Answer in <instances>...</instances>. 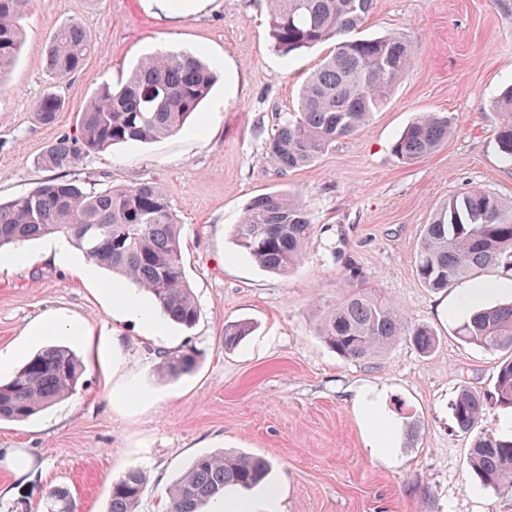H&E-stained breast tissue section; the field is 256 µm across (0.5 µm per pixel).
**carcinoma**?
<instances>
[{
  "mask_svg": "<svg viewBox=\"0 0 512 512\" xmlns=\"http://www.w3.org/2000/svg\"><path fill=\"white\" fill-rule=\"evenodd\" d=\"M29 0H0V78L14 64L22 43L19 24ZM372 0H269L273 48L287 57L332 41L333 54L309 76L300 91L299 111L277 125L265 143L268 161L281 170L313 162L336 140L357 133L391 95L410 67L411 43L402 36L354 37ZM94 43L82 22L60 26L44 47L46 71L58 81L84 65ZM214 75L201 59L156 53L143 58L117 89L102 87L77 114L72 132L47 146L38 167L70 172L88 152L128 142H149L181 131L199 112ZM504 118L497 139L512 162V87L495 103ZM64 100L49 91L37 102L40 123H55ZM455 133L441 113H428L408 125L393 144L404 162L422 160ZM61 235L95 265L148 293L171 322L193 328L199 308L188 282L179 224L169 200L155 183L88 188L72 177L51 176L35 189L0 202V248L47 235ZM314 235L306 209L287 193L273 192L250 202L234 238L240 249L265 270L286 275L295 269ZM512 266V202L471 188L444 201L424 226L415 268L425 287L443 290L491 266ZM319 336L340 357L370 361L401 341L423 354L438 338L423 324H411L389 300L348 288L319 310ZM252 331L249 322L224 326V348L237 346ZM458 337L486 351L509 352L498 367L493 390L462 388L451 405L457 428L470 432L497 409H512V303L471 311L456 328ZM161 368L177 378L192 372L198 352L164 351ZM83 372L68 346L47 347L6 382H0V420L22 421L73 392ZM470 463L481 483L512 490V438L493 431L477 437ZM261 457L205 454L194 458L169 490V512H201L224 500L228 488L251 489L268 475ZM145 476L130 469L112 482L109 512H136Z\"/></svg>",
  "mask_w": 512,
  "mask_h": 512,
  "instance_id": "1",
  "label": "carcinoma"
}]
</instances>
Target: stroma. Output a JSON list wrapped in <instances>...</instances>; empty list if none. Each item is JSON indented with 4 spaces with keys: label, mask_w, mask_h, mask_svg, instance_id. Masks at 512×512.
I'll use <instances>...</instances> for the list:
<instances>
[{
    "label": "stroma",
    "mask_w": 512,
    "mask_h": 512,
    "mask_svg": "<svg viewBox=\"0 0 512 512\" xmlns=\"http://www.w3.org/2000/svg\"><path fill=\"white\" fill-rule=\"evenodd\" d=\"M72 19L95 49L56 84L44 46ZM21 24L18 60L0 81L2 200L47 178L37 157L72 132L99 87L126 77L143 56L193 54L216 80L179 133L87 154L74 171L100 188L153 182L164 190L201 312L193 329L165 322L153 333L117 320L119 304L104 292L110 273L95 267L74 278L72 267L87 259L62 237L26 244L28 262L0 270V351L16 354L0 377L34 354L26 328L40 314L73 315L88 329L46 340L82 360L75 391L27 421L0 422V512H53L57 486L68 489L75 512H107L113 481L133 468L146 478L138 512H167L166 491L186 464L221 451L268 460L282 512H512V491L487 488L472 472L473 437L451 413L460 388L492 389L502 357L454 333L466 315L457 302L467 280L438 292L415 271L423 228L448 196L479 187L512 200L494 106L512 84V0H373L363 34L409 35L411 66L360 131L286 172L269 163L265 142L297 111L303 81L331 47L281 56L266 0H210L199 13L172 18L148 0H31ZM54 85L65 107L44 125L34 109ZM423 112L448 113L457 131L428 158L402 162L392 145ZM275 191L294 193L314 225L285 277L256 266L233 239L247 204ZM349 284L431 326L436 350L425 355L402 342L367 363L339 358L316 334V311ZM239 320L253 331L225 349L224 327ZM182 347L199 350L200 364L169 378L159 353ZM360 389L384 393L400 430L392 461L364 445L352 402ZM16 459L23 474L11 467Z\"/></svg>",
    "instance_id": "stroma-1"
}]
</instances>
